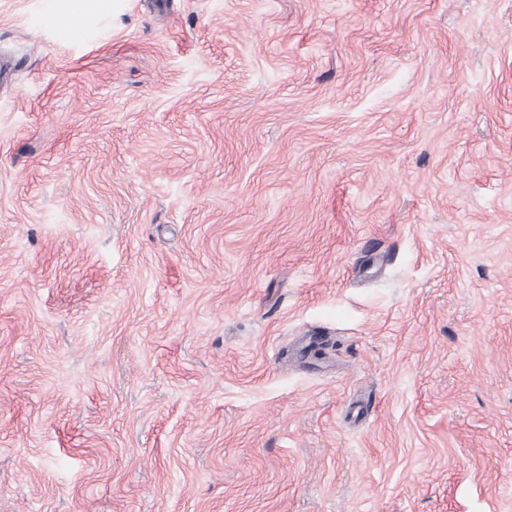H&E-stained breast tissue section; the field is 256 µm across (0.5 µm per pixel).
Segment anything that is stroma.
<instances>
[{"label": "stroma", "mask_w": 512, "mask_h": 512, "mask_svg": "<svg viewBox=\"0 0 512 512\" xmlns=\"http://www.w3.org/2000/svg\"><path fill=\"white\" fill-rule=\"evenodd\" d=\"M0 512H512V0H0ZM68 6L63 9H55L52 13L54 23L65 30H80L89 15L103 13L108 10L110 0H67Z\"/></svg>", "instance_id": "stroma-1"}]
</instances>
